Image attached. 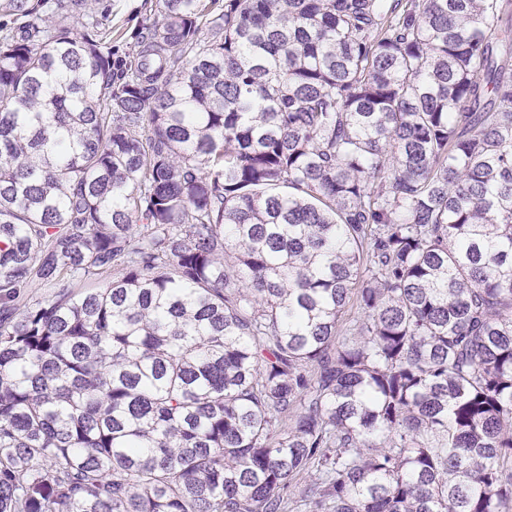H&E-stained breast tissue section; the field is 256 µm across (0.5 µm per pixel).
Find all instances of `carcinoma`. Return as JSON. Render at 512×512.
Here are the masks:
<instances>
[{
  "mask_svg": "<svg viewBox=\"0 0 512 512\" xmlns=\"http://www.w3.org/2000/svg\"><path fill=\"white\" fill-rule=\"evenodd\" d=\"M511 5L0 0V512H512ZM152 0H98L92 6L112 19V51L114 57L131 51V34L139 22L149 16Z\"/></svg>",
  "mask_w": 512,
  "mask_h": 512,
  "instance_id": "carcinoma-1",
  "label": "carcinoma"
}]
</instances>
